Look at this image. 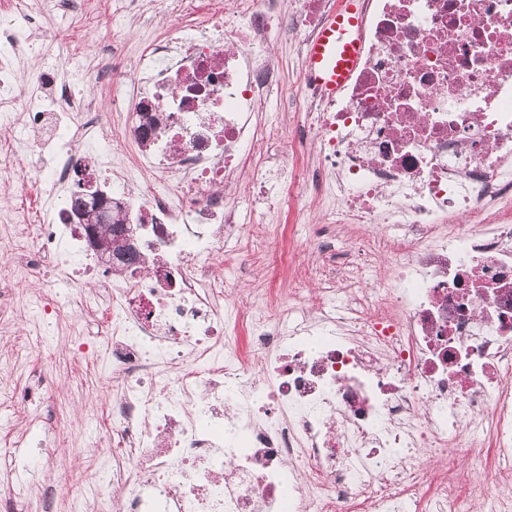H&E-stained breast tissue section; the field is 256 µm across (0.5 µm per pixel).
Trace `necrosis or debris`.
I'll return each instance as SVG.
<instances>
[{"instance_id":"1","label":"necrosis or debris","mask_w":512,"mask_h":512,"mask_svg":"<svg viewBox=\"0 0 512 512\" xmlns=\"http://www.w3.org/2000/svg\"><path fill=\"white\" fill-rule=\"evenodd\" d=\"M155 3L173 26L113 58L133 80L105 120L72 109L82 69L46 59L20 80L58 36L32 28L41 0H11L0 30V173L35 157L43 187L0 230L32 244L0 275L67 258L112 317L113 451L94 479L121 512H468L463 460L489 478L483 512H512V0H363L358 70L335 100L303 89L285 133L259 114L284 82L270 46L311 38L333 0ZM80 172L111 186L145 264L111 275L88 254L68 204ZM310 198L316 286L279 312L225 301L216 266L266 236L256 201ZM331 224L383 246L336 254ZM421 448L443 452L439 477Z\"/></svg>"}]
</instances>
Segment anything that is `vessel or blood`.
<instances>
[{
    "label": "vessel or blood",
    "instance_id": "vessel-or-blood-1",
    "mask_svg": "<svg viewBox=\"0 0 512 512\" xmlns=\"http://www.w3.org/2000/svg\"><path fill=\"white\" fill-rule=\"evenodd\" d=\"M359 0H337L307 42L305 79L328 100L336 99L356 72L362 50Z\"/></svg>",
    "mask_w": 512,
    "mask_h": 512
}]
</instances>
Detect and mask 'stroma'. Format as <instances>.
Here are the masks:
<instances>
[{
	"mask_svg": "<svg viewBox=\"0 0 512 512\" xmlns=\"http://www.w3.org/2000/svg\"><path fill=\"white\" fill-rule=\"evenodd\" d=\"M148 24L161 34L170 26L169 17L159 14L150 0H137L133 11L119 20L111 17L109 0H93L91 15L70 12L60 42L47 53L63 67L89 70L76 96L107 113L112 108V86L96 77L106 51L120 39L137 46L139 31ZM272 53L286 81L265 99L260 111L266 123L276 127L299 93L303 59L292 40L276 43ZM254 219L267 225L272 246L281 248L287 260L278 276L270 277L272 255L245 244L238 258L244 278L233 289V297L260 304L268 288L285 294L296 283L313 284L323 259L300 251L306 228L297 214L285 208L272 214L260 206ZM40 292L58 310L33 330L26 317L33 296ZM1 298L11 303L14 315L0 322V380L11 384L19 398L0 400V431L20 445L0 455V461L15 464L11 474L0 476V504L10 512H65L72 494L69 474L95 466L107 456L112 432L113 378L102 360L105 339L100 334L95 289L90 284L79 288L61 284L42 290L34 281L7 282L0 285Z\"/></svg>",
	"mask_w": 512,
	"mask_h": 512,
	"instance_id": "35a3bbf8",
	"label": "stroma"
}]
</instances>
